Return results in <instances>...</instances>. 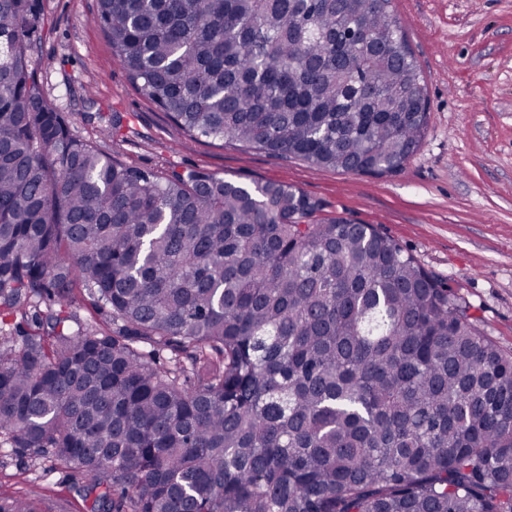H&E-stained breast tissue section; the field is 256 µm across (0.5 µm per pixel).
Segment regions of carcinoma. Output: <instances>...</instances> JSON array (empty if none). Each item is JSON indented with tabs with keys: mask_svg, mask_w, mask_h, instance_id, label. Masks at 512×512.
<instances>
[{
	"mask_svg": "<svg viewBox=\"0 0 512 512\" xmlns=\"http://www.w3.org/2000/svg\"><path fill=\"white\" fill-rule=\"evenodd\" d=\"M98 20L194 140L383 175L424 136L391 0H98ZM43 25L0 0V448L80 473L92 512H512V352L453 288L286 184L75 136L32 68ZM78 295L108 320L73 330Z\"/></svg>",
	"mask_w": 512,
	"mask_h": 512,
	"instance_id": "1",
	"label": "carcinoma"
}]
</instances>
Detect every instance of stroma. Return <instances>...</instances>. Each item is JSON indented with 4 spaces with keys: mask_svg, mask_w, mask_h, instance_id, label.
Masks as SVG:
<instances>
[{
    "mask_svg": "<svg viewBox=\"0 0 512 512\" xmlns=\"http://www.w3.org/2000/svg\"><path fill=\"white\" fill-rule=\"evenodd\" d=\"M33 67L72 132L124 163L194 169L240 183L288 184L317 218L377 225L470 303L480 327L512 350V0H392L426 85L428 125L394 174L317 168L188 138L143 98L115 59L97 0H40ZM123 129L107 136L113 113ZM83 476L26 455H0V496L32 495L57 512H90Z\"/></svg>",
    "mask_w": 512,
    "mask_h": 512,
    "instance_id": "stroma-1",
    "label": "stroma"
}]
</instances>
